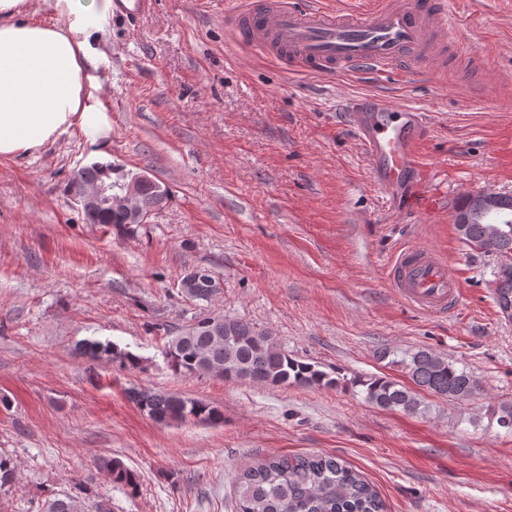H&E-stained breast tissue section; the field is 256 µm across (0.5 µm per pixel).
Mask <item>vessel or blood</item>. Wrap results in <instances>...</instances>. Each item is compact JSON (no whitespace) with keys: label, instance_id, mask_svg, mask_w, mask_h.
<instances>
[{"label":"vessel or blood","instance_id":"obj_1","mask_svg":"<svg viewBox=\"0 0 512 512\" xmlns=\"http://www.w3.org/2000/svg\"><path fill=\"white\" fill-rule=\"evenodd\" d=\"M225 26L236 44L317 78L345 74L374 79L375 90L349 106L351 128L370 165L372 185L399 210L430 211L428 189L438 178L421 148L432 132L426 112L397 104L389 85L415 74L443 80L449 57H476L468 42L451 38L461 25L459 0H361L353 10L324 0H227ZM153 0H112L113 16L132 22ZM397 293L433 313L453 311L460 289L447 258L420 246L404 248L389 265Z\"/></svg>","mask_w":512,"mask_h":512}]
</instances>
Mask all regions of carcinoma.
Wrapping results in <instances>:
<instances>
[{
  "label": "carcinoma",
  "instance_id": "1",
  "mask_svg": "<svg viewBox=\"0 0 512 512\" xmlns=\"http://www.w3.org/2000/svg\"><path fill=\"white\" fill-rule=\"evenodd\" d=\"M88 181L127 182L121 173L107 174L106 164L94 163L82 169ZM143 209L153 212L167 202V191L154 182L139 194ZM456 216L470 219L456 225L462 242L472 250L498 255L512 254V195H498L496 206L486 204L481 194L467 196ZM99 223L131 234L140 224L128 211L104 206ZM219 281L204 267H195L183 277L181 290L188 297L207 302L219 292ZM75 351L91 360H107L137 366L138 359L110 341L87 340ZM165 359L169 367L184 377L211 375L221 371L226 381L248 380L269 387L295 386L328 388L339 379L288 354L276 337L255 329L250 323L222 315H203L168 336ZM378 359L401 368L413 387L387 376L358 378L352 384L362 387L363 401L383 410L421 412L418 391L450 400L472 397L478 390L475 377L464 367L430 348L395 351L382 349ZM130 401L152 421L161 425L193 421L217 422L219 411L209 403L174 393L133 388ZM498 427L512 432V403H502L491 413ZM98 466L111 481L136 494L137 472L116 457H101ZM13 457L0 454V491L8 490L15 478ZM235 512H386V504L376 488L343 460L325 454L269 456L237 473L234 480ZM88 489L77 486L76 494L55 499L48 512H78L79 498Z\"/></svg>",
  "mask_w": 512,
  "mask_h": 512
}]
</instances>
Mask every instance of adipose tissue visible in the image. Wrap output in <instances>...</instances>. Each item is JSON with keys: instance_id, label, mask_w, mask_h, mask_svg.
Segmentation results:
<instances>
[{"instance_id": "ef3b65f1", "label": "adipose tissue", "mask_w": 512, "mask_h": 512, "mask_svg": "<svg viewBox=\"0 0 512 512\" xmlns=\"http://www.w3.org/2000/svg\"><path fill=\"white\" fill-rule=\"evenodd\" d=\"M25 3L0 0V157L31 154L75 126L93 140L108 128L95 43L111 0H53L52 26L22 20Z\"/></svg>"}]
</instances>
